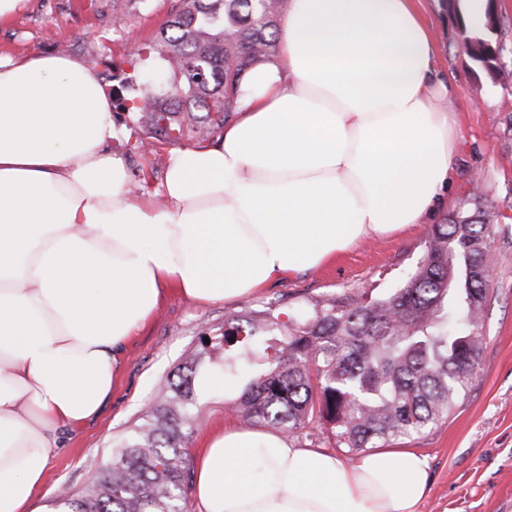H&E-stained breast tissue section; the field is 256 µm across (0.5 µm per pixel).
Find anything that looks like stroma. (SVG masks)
I'll return each mask as SVG.
<instances>
[{"instance_id":"35a3bbf8","label":"stroma","mask_w":512,"mask_h":512,"mask_svg":"<svg viewBox=\"0 0 512 512\" xmlns=\"http://www.w3.org/2000/svg\"><path fill=\"white\" fill-rule=\"evenodd\" d=\"M171 4L27 0L23 12L0 22V54L52 55L72 46L73 57L93 68L108 91L116 76L130 68L148 76L162 73L158 54L143 47L157 36ZM458 5L459 0H421L437 43L438 73L455 91L452 106L458 121L455 175L435 221L446 223L474 191L482 192L483 207L493 217L495 259L485 318L487 345L469 395L448 420L392 445L429 458L431 489L419 512H512V0H498V28L490 39L500 46V62L493 75L470 59ZM115 121L113 153L124 158L132 182L154 191L171 145L157 144L151 152L134 149V133L141 126L138 115L120 111ZM426 230L417 224L395 236L366 238L334 260L263 288L244 305L199 306L169 289L153 319L125 349L103 412L74 430L68 448L51 459L39 497L53 502L81 495L99 466L120 450L125 436L144 424L158 387L194 352L200 337L221 335L226 315L247 307L291 311L343 291L385 294L421 260ZM226 383L229 392L206 399L205 420L193 433L189 452H196L214 424L236 423L226 408L240 395L244 381L230 377Z\"/></svg>"}]
</instances>
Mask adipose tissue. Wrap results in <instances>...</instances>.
Masks as SVG:
<instances>
[{"mask_svg": "<svg viewBox=\"0 0 512 512\" xmlns=\"http://www.w3.org/2000/svg\"><path fill=\"white\" fill-rule=\"evenodd\" d=\"M419 0H288L214 139L129 192L111 99L67 55L0 57V512L36 504L59 431L94 421L170 287L236 303L367 235L428 223L454 174L452 92ZM427 456L341 458L246 424L194 457L197 512H418Z\"/></svg>", "mask_w": 512, "mask_h": 512, "instance_id": "1", "label": "adipose tissue"}]
</instances>
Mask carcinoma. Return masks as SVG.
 Returning <instances> with one entry per match:
<instances>
[{
  "label": "carcinoma",
  "instance_id": "carcinoma-1",
  "mask_svg": "<svg viewBox=\"0 0 512 512\" xmlns=\"http://www.w3.org/2000/svg\"><path fill=\"white\" fill-rule=\"evenodd\" d=\"M286 0H173L155 52L167 83L120 80L118 107L140 114L147 138L203 142L233 117L247 69L278 56ZM481 196L425 234L424 256L381 297L330 295L286 314L270 309L224 320V370L247 381L234 415L283 433L322 421L346 453L423 434L465 399L486 345L484 311L493 255ZM179 364L119 453L71 512H181L187 445L203 416L197 379L209 344Z\"/></svg>",
  "mask_w": 512,
  "mask_h": 512
}]
</instances>
